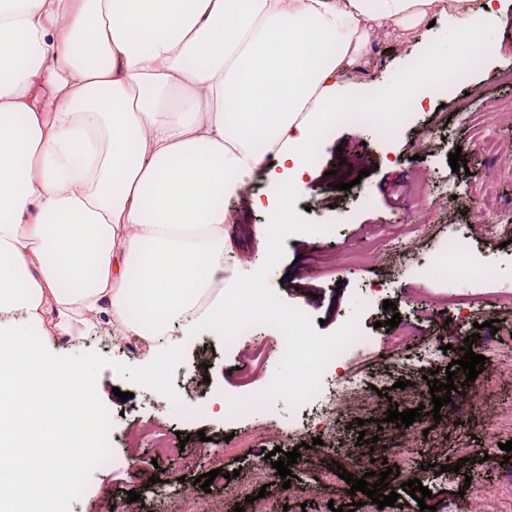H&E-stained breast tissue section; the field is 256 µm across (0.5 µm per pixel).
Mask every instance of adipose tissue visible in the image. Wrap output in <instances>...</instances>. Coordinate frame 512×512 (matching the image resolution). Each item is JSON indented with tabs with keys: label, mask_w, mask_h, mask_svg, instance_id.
Segmentation results:
<instances>
[{
	"label": "adipose tissue",
	"mask_w": 512,
	"mask_h": 512,
	"mask_svg": "<svg viewBox=\"0 0 512 512\" xmlns=\"http://www.w3.org/2000/svg\"><path fill=\"white\" fill-rule=\"evenodd\" d=\"M470 2L0 0V455L39 427L41 474L63 475L59 398H97L82 367L17 362L36 329H128L138 307L169 351L210 327L224 198L274 157L281 223L371 34L443 14L498 26Z\"/></svg>",
	"instance_id": "obj_1"
}]
</instances>
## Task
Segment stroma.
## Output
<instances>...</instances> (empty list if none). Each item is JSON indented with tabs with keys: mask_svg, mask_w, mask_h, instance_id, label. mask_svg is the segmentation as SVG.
Returning <instances> with one entry per match:
<instances>
[{
	"mask_svg": "<svg viewBox=\"0 0 512 512\" xmlns=\"http://www.w3.org/2000/svg\"><path fill=\"white\" fill-rule=\"evenodd\" d=\"M503 7L500 24L488 35L496 53L465 83L449 87L444 95L428 93L389 135L350 122L323 131L311 173L297 188V213L328 230L288 236L285 255L269 284L285 303L321 322L325 333L347 321L353 302L362 303L358 329L370 344L369 352L351 353L324 378L331 385L357 367L368 379H387L392 388L377 398L370 422L357 426L353 414L323 418L314 403L293 411L280 400L251 408L238 427L225 426L223 414L209 410L208 404L217 395L249 398L266 387L281 360L280 332L274 326L259 327L265 349L250 353L225 350L213 330L199 332L176 352L161 356L170 383L160 391L142 381L141 356L115 342L112 326L95 318L71 332L40 337L36 347L38 357L86 371L100 387L95 411L108 413L119 435L111 448L110 469L85 471L78 493H62L60 512H104L106 488L119 503L126 502L129 491H136L141 504L135 512H179L177 498L183 485L212 470L217 476L209 498L223 505L224 512H234L236 501L227 489L239 485L248 486L250 494H263L267 512H330L331 506L351 502L357 505L355 512H420L409 488L402 485L407 478L419 479L431 490L427 503L436 512H468L475 499L464 488L468 481L480 487L484 502L512 512V489L505 481L512 465L504 463L502 450L503 443L512 440V431L495 424L497 411L512 406V378L479 374L474 385L482 390V399L461 410L455 403L444 404L436 418L422 415L411 439L377 428L398 395L394 383L420 386L424 375L432 372L445 381V369L460 359L466 337H473L472 350L479 355L486 352L482 337L491 334L501 348H512V304L503 300L512 293V243L486 236L481 216L470 212L468 205L479 186L484 189V208L512 205V167L502 164L503 157L512 156V115L487 109L491 101L512 99V37L507 34L512 28V0H505ZM461 30L460 24L441 15L434 26L406 34L375 32L357 67L343 77L350 100L370 102L381 91L392 90L395 80L426 60L429 47L459 55ZM488 134L495 141L491 149L483 145ZM455 152L466 159V170H452L449 156ZM417 177L427 182V206L436 212L429 239L420 242L408 259L367 261L364 251L372 240L410 237L419 215L411 203L399 201L396 189ZM273 192L264 175L251 193L225 199V284L262 264ZM463 223L469 227L471 258L492 266L487 280L449 277L447 267L436 260L442 242ZM460 297L470 298V306H458ZM387 300L395 302V311L384 309ZM395 313L411 331L407 346H424L439 336L448 343V352L431 367L403 363L388 344L383 326ZM491 319L497 320L496 328H488ZM193 401L201 409L188 427L182 423L184 406ZM236 429L254 430L258 436L251 448L224 455V438ZM130 431L138 434L133 448L122 442ZM178 432L189 437L185 456L201 457L202 465L179 468L174 459L156 458L154 437L171 438ZM361 434L366 437L362 444L357 441ZM280 435L292 448L304 441L309 444L302 449L301 462L290 467L288 494L282 492L283 481L275 468L265 466L264 481L254 478L256 465L263 464ZM315 437L320 440L316 446L311 443ZM397 448L404 449L408 461L403 476L388 473L385 464ZM363 458L370 460V467L360 466ZM342 469L357 479L369 469L387 472L389 490L399 494L395 506L380 508L367 495L351 493L338 475Z\"/></svg>",
	"mask_w": 512,
	"mask_h": 512,
	"instance_id": "1",
	"label": "stroma"
}]
</instances>
